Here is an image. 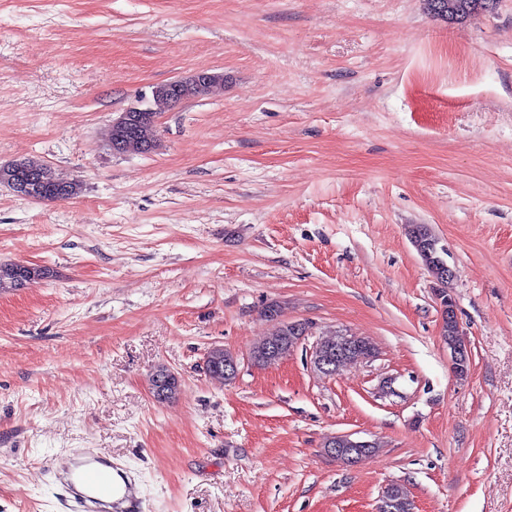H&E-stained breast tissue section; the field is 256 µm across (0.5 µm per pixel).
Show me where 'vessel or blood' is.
<instances>
[{
  "instance_id": "obj_1",
  "label": "vessel or blood",
  "mask_w": 512,
  "mask_h": 512,
  "mask_svg": "<svg viewBox=\"0 0 512 512\" xmlns=\"http://www.w3.org/2000/svg\"><path fill=\"white\" fill-rule=\"evenodd\" d=\"M65 483L80 512H139L129 483L117 482L101 456L76 458L65 472Z\"/></svg>"
}]
</instances>
